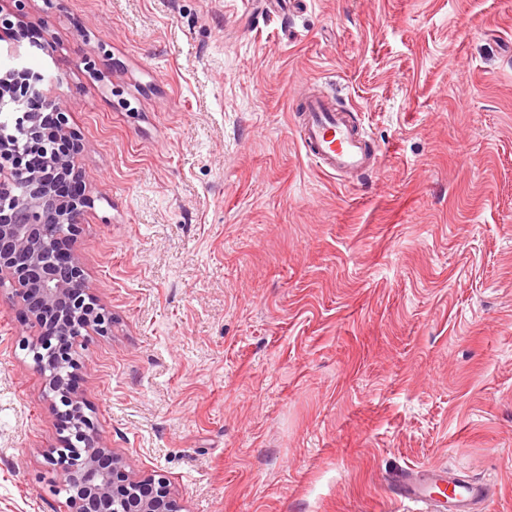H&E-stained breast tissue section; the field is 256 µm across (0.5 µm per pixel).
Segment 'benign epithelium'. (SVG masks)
<instances>
[{
	"label": "benign epithelium",
	"mask_w": 512,
	"mask_h": 512,
	"mask_svg": "<svg viewBox=\"0 0 512 512\" xmlns=\"http://www.w3.org/2000/svg\"><path fill=\"white\" fill-rule=\"evenodd\" d=\"M4 104L21 109L15 133H0V288L11 290L36 327L24 347L62 419V447L81 449L75 467L49 458L69 488L68 512H181L165 477L126 470L127 461L97 433L72 387L78 338L105 333L112 324L88 286L81 253L70 246L91 205L80 190L87 175L76 164L78 136L60 109L52 128L41 127L40 110L56 109V102L39 72L26 69L0 80ZM18 134L27 140L24 150L14 145Z\"/></svg>",
	"instance_id": "7a95c632"
}]
</instances>
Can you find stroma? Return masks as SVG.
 I'll return each mask as SVG.
<instances>
[{"instance_id": "1", "label": "stroma", "mask_w": 512, "mask_h": 512, "mask_svg": "<svg viewBox=\"0 0 512 512\" xmlns=\"http://www.w3.org/2000/svg\"><path fill=\"white\" fill-rule=\"evenodd\" d=\"M80 135L74 246L112 315L76 385L184 512H425L438 465L512 512V0H28ZM357 113L377 169L314 164L293 103ZM35 333L0 291V512H67Z\"/></svg>"}]
</instances>
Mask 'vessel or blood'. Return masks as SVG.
Returning <instances> with one entry per match:
<instances>
[{"mask_svg":"<svg viewBox=\"0 0 512 512\" xmlns=\"http://www.w3.org/2000/svg\"><path fill=\"white\" fill-rule=\"evenodd\" d=\"M295 130L309 158L336 175L367 169L379 157L367 133L315 93L304 94ZM394 493L398 498L427 504L430 512H475L476 507H488L495 496L490 486L460 478L441 467L400 474Z\"/></svg>","mask_w":512,"mask_h":512,"instance_id":"vessel-or-blood-1","label":"vessel or blood"}]
</instances>
